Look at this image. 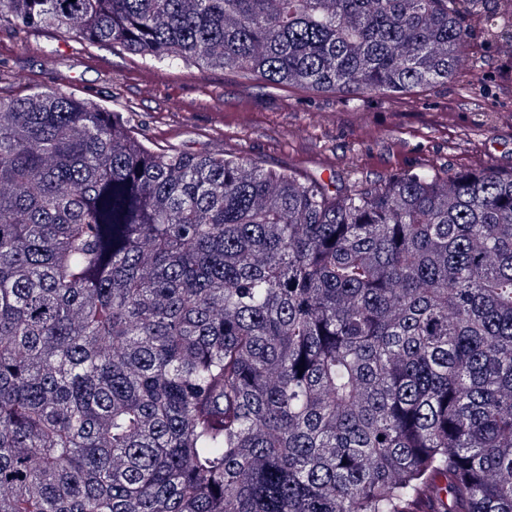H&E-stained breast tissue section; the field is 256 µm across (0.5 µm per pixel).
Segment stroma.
I'll use <instances>...</instances> for the list:
<instances>
[{"label": "stroma", "instance_id": "stroma-1", "mask_svg": "<svg viewBox=\"0 0 512 512\" xmlns=\"http://www.w3.org/2000/svg\"><path fill=\"white\" fill-rule=\"evenodd\" d=\"M44 37L0 29V60L23 82L0 79L6 93L23 96L50 87L134 116L137 133L189 153L225 149L263 168L323 169L346 181L379 178L432 163L451 170L481 164L512 171V57L502 54L475 24L466 53L475 65L474 89L457 83L404 96L317 93L247 83L221 69L166 68L108 46L82 49L56 43L55 66L41 52ZM106 58L90 65L89 55Z\"/></svg>", "mask_w": 512, "mask_h": 512}]
</instances>
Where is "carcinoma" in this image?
<instances>
[{"mask_svg": "<svg viewBox=\"0 0 512 512\" xmlns=\"http://www.w3.org/2000/svg\"><path fill=\"white\" fill-rule=\"evenodd\" d=\"M472 9L0 0V25L394 95L473 75ZM0 512H512V172L325 182L0 94Z\"/></svg>", "mask_w": 512, "mask_h": 512, "instance_id": "1", "label": "carcinoma"}]
</instances>
